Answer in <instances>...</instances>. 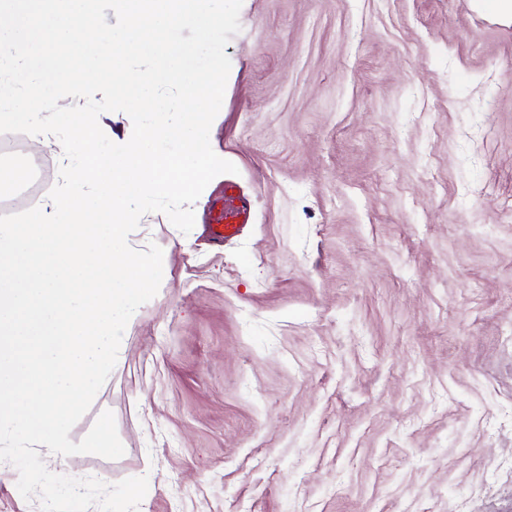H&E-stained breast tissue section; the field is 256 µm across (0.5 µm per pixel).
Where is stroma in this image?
Here are the masks:
<instances>
[{"label": "stroma", "mask_w": 512, "mask_h": 512, "mask_svg": "<svg viewBox=\"0 0 512 512\" xmlns=\"http://www.w3.org/2000/svg\"><path fill=\"white\" fill-rule=\"evenodd\" d=\"M212 130L254 219L218 244L213 181L109 381L125 453L57 462L137 512H512V19L495 0H243ZM51 135L0 150L59 181Z\"/></svg>", "instance_id": "stroma-1"}]
</instances>
